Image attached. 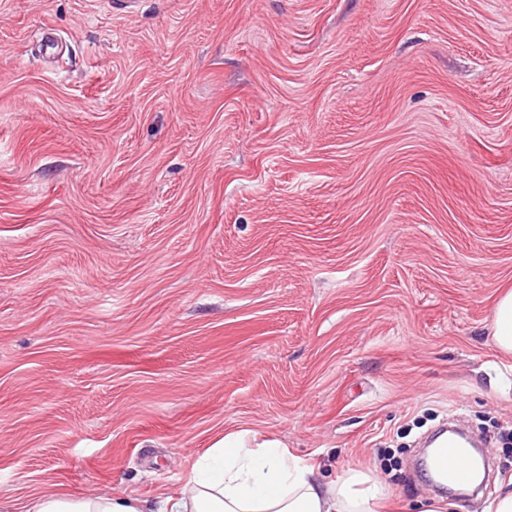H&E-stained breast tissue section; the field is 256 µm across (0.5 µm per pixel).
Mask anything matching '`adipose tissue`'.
Wrapping results in <instances>:
<instances>
[{"instance_id": "obj_1", "label": "adipose tissue", "mask_w": 512, "mask_h": 512, "mask_svg": "<svg viewBox=\"0 0 512 512\" xmlns=\"http://www.w3.org/2000/svg\"><path fill=\"white\" fill-rule=\"evenodd\" d=\"M383 492L377 474L352 470L326 480L283 442L242 428L208 448L172 493L151 501L44 493L27 512H374Z\"/></svg>"}]
</instances>
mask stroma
Returning a JSON list of instances; mask_svg holds the SVG:
<instances>
[{"label": "stroma", "mask_w": 512, "mask_h": 512, "mask_svg": "<svg viewBox=\"0 0 512 512\" xmlns=\"http://www.w3.org/2000/svg\"><path fill=\"white\" fill-rule=\"evenodd\" d=\"M512 0H0V499L328 479L494 422L512 481ZM492 331L498 349L512 353V289L501 294L494 303Z\"/></svg>", "instance_id": "obj_1"}]
</instances>
